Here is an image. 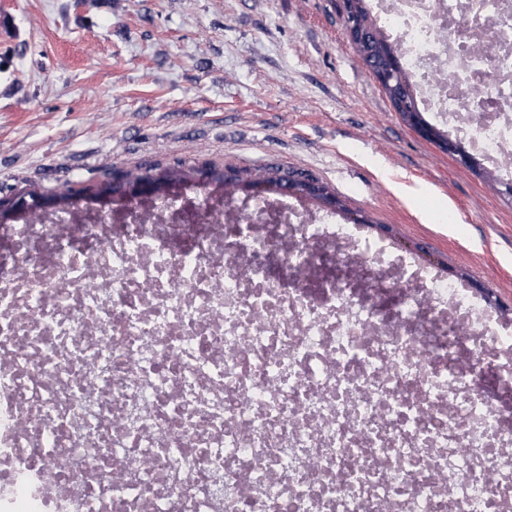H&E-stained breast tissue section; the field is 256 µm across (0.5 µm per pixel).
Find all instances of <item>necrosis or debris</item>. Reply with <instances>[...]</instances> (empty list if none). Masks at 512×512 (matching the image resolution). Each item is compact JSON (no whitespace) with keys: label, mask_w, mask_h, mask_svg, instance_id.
<instances>
[{"label":"necrosis or debris","mask_w":512,"mask_h":512,"mask_svg":"<svg viewBox=\"0 0 512 512\" xmlns=\"http://www.w3.org/2000/svg\"><path fill=\"white\" fill-rule=\"evenodd\" d=\"M367 6L422 112L511 175L512 0ZM157 216L0 225V512H512L483 378L512 320L304 210ZM337 243L369 290L307 287Z\"/></svg>","instance_id":"1"}]
</instances>
